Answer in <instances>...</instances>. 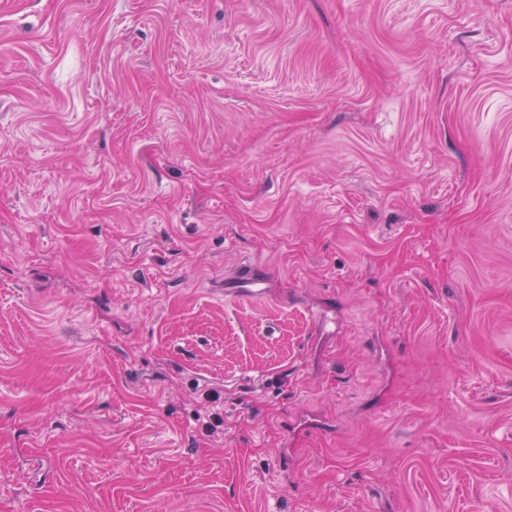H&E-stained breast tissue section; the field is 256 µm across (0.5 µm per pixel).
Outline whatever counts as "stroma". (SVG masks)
<instances>
[{"label": "stroma", "instance_id": "1", "mask_svg": "<svg viewBox=\"0 0 512 512\" xmlns=\"http://www.w3.org/2000/svg\"><path fill=\"white\" fill-rule=\"evenodd\" d=\"M0 512H512V0H0Z\"/></svg>", "mask_w": 512, "mask_h": 512}]
</instances>
